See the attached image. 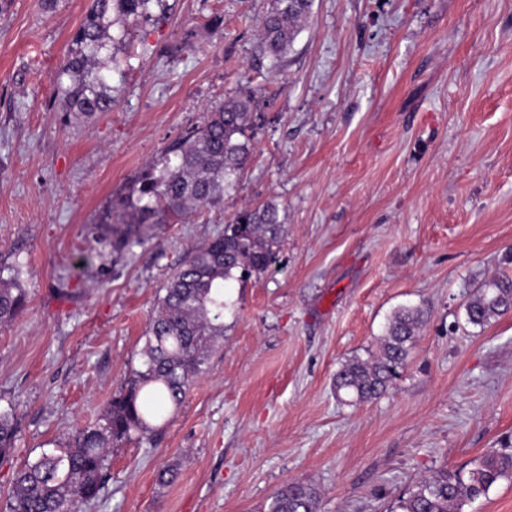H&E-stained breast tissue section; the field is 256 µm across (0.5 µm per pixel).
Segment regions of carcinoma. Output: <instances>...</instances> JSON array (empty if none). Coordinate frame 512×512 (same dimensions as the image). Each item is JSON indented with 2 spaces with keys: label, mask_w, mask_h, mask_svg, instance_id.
Segmentation results:
<instances>
[{
  "label": "carcinoma",
  "mask_w": 512,
  "mask_h": 512,
  "mask_svg": "<svg viewBox=\"0 0 512 512\" xmlns=\"http://www.w3.org/2000/svg\"><path fill=\"white\" fill-rule=\"evenodd\" d=\"M163 0H88L85 16L72 36L59 68L56 97L60 111L91 116L116 102L106 73L123 59L112 45L124 41L128 28L146 17L151 3ZM313 0H271L261 20L260 52L276 67L292 49L310 17ZM257 120L251 98L227 101L205 113L203 124L182 137L163 156L161 166L141 180L125 208L141 224L163 210L180 216L191 206L213 205L236 187L252 155ZM119 243L132 251L144 245L137 230L112 228ZM282 242L278 205L269 201L243 209L224 225V233L193 251L169 275L158 295L141 351L122 391L94 426L76 427L58 452L42 454L14 473L6 507L0 512H82L105 486L112 448L158 428L156 404L177 411L191 383L204 372L214 341L224 335L226 282L262 274ZM0 269V325L23 313L26 292L22 268L10 276ZM467 322L485 326L512 310V276H499L474 289L466 305ZM427 317L420 309L396 311L380 339L378 353L353 357L334 378L337 397L350 404L368 403L385 394L405 368L417 332ZM17 420L0 410V464L14 448ZM512 478V455L486 454L470 467L440 469L420 479L398 500V512H463L500 480ZM320 493L306 481L285 484L271 497L266 512H319Z\"/></svg>",
  "instance_id": "1"
}]
</instances>
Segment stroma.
Returning a JSON list of instances; mask_svg holds the SVG:
<instances>
[{
  "label": "stroma",
  "mask_w": 512,
  "mask_h": 512,
  "mask_svg": "<svg viewBox=\"0 0 512 512\" xmlns=\"http://www.w3.org/2000/svg\"><path fill=\"white\" fill-rule=\"evenodd\" d=\"M167 3L119 47L112 110L86 118L54 92L87 0H0V265L26 290L0 327V409L18 421L0 508L15 471L95 424L139 367L165 278L268 201L276 264L227 283L205 372L159 430L112 450L85 512H263L295 479L319 512H390L424 475L512 454V312L465 313L512 275V0H315L273 74L255 70L270 0ZM245 97L261 118L237 187L83 267L167 147ZM403 307L429 320L401 377L338 401L336 371ZM467 322L485 326L512 310V276H499L474 289L466 305Z\"/></svg>",
  "instance_id": "35a3bbf8"
}]
</instances>
